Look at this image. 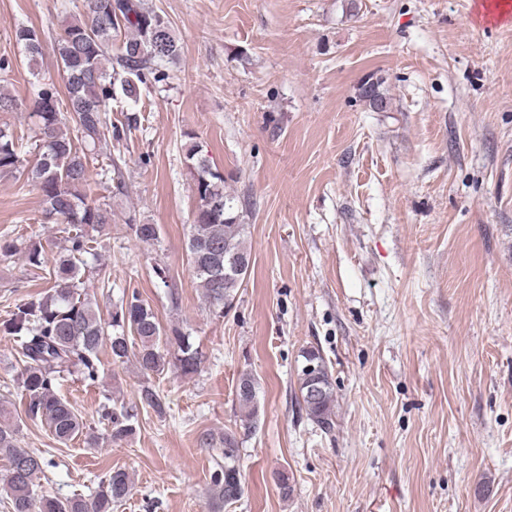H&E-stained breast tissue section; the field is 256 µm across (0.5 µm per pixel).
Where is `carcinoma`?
<instances>
[{
  "instance_id": "carcinoma-1",
  "label": "carcinoma",
  "mask_w": 512,
  "mask_h": 512,
  "mask_svg": "<svg viewBox=\"0 0 512 512\" xmlns=\"http://www.w3.org/2000/svg\"><path fill=\"white\" fill-rule=\"evenodd\" d=\"M163 31L160 49L152 48L153 30ZM14 38L23 47L28 65L42 56L41 33L18 24ZM57 66L63 74L66 100H61L54 82L36 85L27 112L39 137L34 163L18 150L19 140L9 127H0V174H20L42 193L46 223L62 224L63 245L49 256L42 246L25 248L29 265L51 266L53 283L45 292L15 304L0 331L13 336L22 362L18 374L25 416L46 423L56 441L66 444L84 438L92 448L112 444L136 430L137 414L125 406L102 407L107 434L99 437L87 429L81 416L59 394L64 375L77 373L91 383L99 377V353L108 346L112 362L135 363L149 378L175 369L183 376L196 374L202 352L190 337L177 328L163 327L154 309L137 291L124 295L119 306L102 319L98 306L83 291V277L92 254L94 238L112 224V209L91 197L89 159L112 155L127 138L136 118L112 121L107 115L112 99L122 95L138 102L141 91L169 79L166 64L179 56L180 45L169 21L148 0H85V17L65 26L54 40ZM382 81H364L358 97L372 110L384 112L387 97ZM192 168L198 207L189 227L186 258L209 309L224 316L250 275L252 254L247 242L248 225L240 220L239 200L224 190V173L213 168L195 143L186 148ZM138 242L153 245L160 232L156 224H135ZM304 364H313L318 375L298 373L299 406L321 430L334 428L336 396L329 366L320 351L303 352ZM139 403L158 416L166 414L159 390L145 383ZM239 428L243 435L256 429L259 417L258 381L243 370L235 388ZM20 426L11 421L10 411L0 404V457L7 462L0 478V492L11 502L12 512H112L132 488L130 474L112 471L90 497L65 500L38 493L41 475L56 467L43 454L19 445ZM199 445L224 448V465L212 477L210 508L219 512L224 505L239 501L244 494L236 465L237 432L227 430L220 437L210 432L198 436Z\"/></svg>"
}]
</instances>
